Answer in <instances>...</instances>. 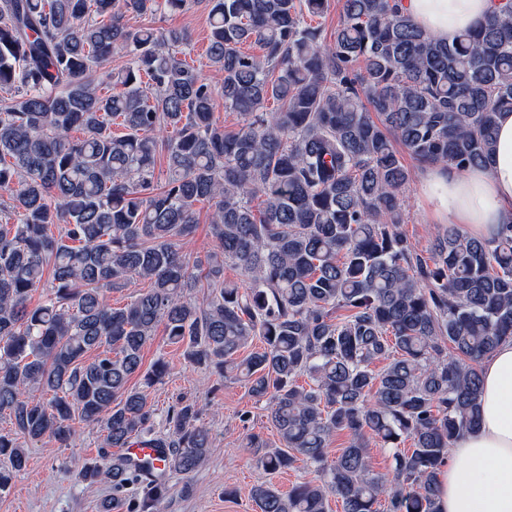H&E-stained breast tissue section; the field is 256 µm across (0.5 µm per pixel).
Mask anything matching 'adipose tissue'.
I'll return each mask as SVG.
<instances>
[{
  "label": "adipose tissue",
  "instance_id": "ef3b65f1",
  "mask_svg": "<svg viewBox=\"0 0 512 512\" xmlns=\"http://www.w3.org/2000/svg\"><path fill=\"white\" fill-rule=\"evenodd\" d=\"M405 14L433 38L454 43L485 23L499 0H399ZM488 166L459 170L437 165L422 193L437 222L457 224L493 242L512 218V112L499 113ZM481 420L462 433L439 475L438 512H512V339L481 363Z\"/></svg>",
  "mask_w": 512,
  "mask_h": 512
}]
</instances>
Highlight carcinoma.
<instances>
[{
	"instance_id": "carcinoma-1",
	"label": "carcinoma",
	"mask_w": 512,
	"mask_h": 512,
	"mask_svg": "<svg viewBox=\"0 0 512 512\" xmlns=\"http://www.w3.org/2000/svg\"><path fill=\"white\" fill-rule=\"evenodd\" d=\"M187 2L0 0V416L14 426L0 496L27 443L69 448L78 421L100 432L78 472L112 484L100 512H163L173 476L190 494L211 435L183 397L155 431L146 389L170 367L142 371V351L162 325L266 402L280 445L249 437L259 467L312 474L253 487L260 512H328L331 496L343 512H438L448 450L479 423L481 361L512 339V221L492 246L450 226L414 253L397 145L424 165L490 162L512 110V0L452 44L395 0H341L329 42L307 19L331 0H197L217 82L184 59L182 30L124 23ZM221 101L237 128L214 120ZM200 202L216 239L204 260L183 251ZM138 279L145 291L106 301ZM135 442L166 449L164 469L130 463Z\"/></svg>"
}]
</instances>
